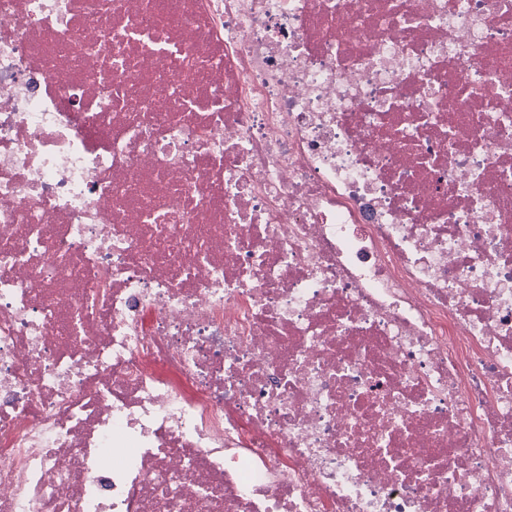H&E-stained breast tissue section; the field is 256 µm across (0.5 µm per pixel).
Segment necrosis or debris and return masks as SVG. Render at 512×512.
<instances>
[{
  "label": "necrosis or debris",
  "instance_id": "1",
  "mask_svg": "<svg viewBox=\"0 0 512 512\" xmlns=\"http://www.w3.org/2000/svg\"><path fill=\"white\" fill-rule=\"evenodd\" d=\"M0 441V512H512V0H0Z\"/></svg>",
  "mask_w": 512,
  "mask_h": 512
}]
</instances>
